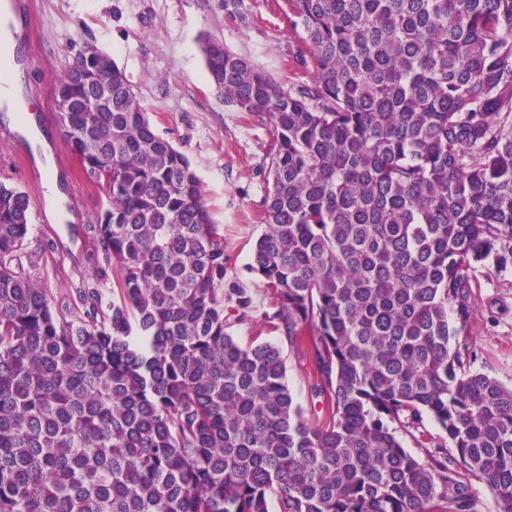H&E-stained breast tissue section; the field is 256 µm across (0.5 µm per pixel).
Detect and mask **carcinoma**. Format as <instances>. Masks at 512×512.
Instances as JSON below:
<instances>
[{
  "instance_id": "cac0c4a2",
  "label": "carcinoma",
  "mask_w": 512,
  "mask_h": 512,
  "mask_svg": "<svg viewBox=\"0 0 512 512\" xmlns=\"http://www.w3.org/2000/svg\"><path fill=\"white\" fill-rule=\"evenodd\" d=\"M278 8L308 81L218 38L203 53L271 128L248 269L305 345L322 421L281 346L231 335L253 298L188 158L80 52L54 77L62 137L112 166L77 320L24 270L30 199L0 183V512H481L472 477L512 512V385L453 344L477 269L512 266V0Z\"/></svg>"
}]
</instances>
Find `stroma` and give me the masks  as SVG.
Wrapping results in <instances>:
<instances>
[{
	"mask_svg": "<svg viewBox=\"0 0 512 512\" xmlns=\"http://www.w3.org/2000/svg\"><path fill=\"white\" fill-rule=\"evenodd\" d=\"M34 18L18 29L15 79L26 106L19 121L0 130V180L30 196L31 228L23 265L49 288L54 307L73 317L76 291L91 282L96 248L80 231L105 205L104 192L81 173L60 134L53 77L91 44L123 71L156 130L189 159L216 224L224 230L227 276L249 288L250 320L231 329L242 344L278 341L265 321L270 299L248 272L266 189L264 156L269 127L227 104L210 82L202 46L222 39L232 53L281 77L302 45L273 0H31ZM59 178L69 220L58 221L45 203L48 175ZM476 315L459 342L476 356L474 368L512 384V268L478 269L473 281ZM290 389L312 412L313 376L304 353L285 347Z\"/></svg>",
	"mask_w": 512,
	"mask_h": 512,
	"instance_id": "obj_1",
	"label": "stroma"
}]
</instances>
